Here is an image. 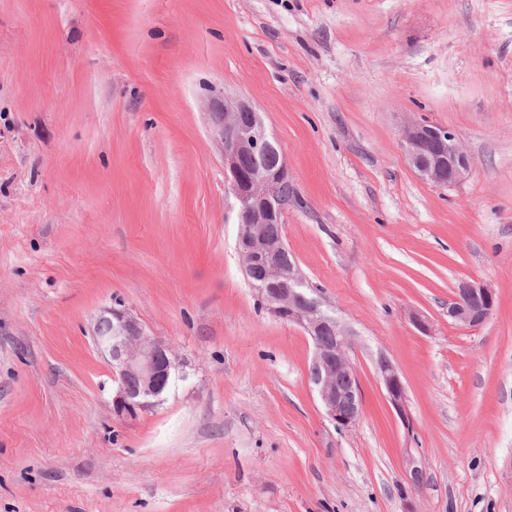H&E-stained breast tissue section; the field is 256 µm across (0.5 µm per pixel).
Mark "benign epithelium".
I'll return each mask as SVG.
<instances>
[{
	"label": "benign epithelium",
	"mask_w": 512,
	"mask_h": 512,
	"mask_svg": "<svg viewBox=\"0 0 512 512\" xmlns=\"http://www.w3.org/2000/svg\"><path fill=\"white\" fill-rule=\"evenodd\" d=\"M250 113V121L240 113ZM210 131L224 156L229 187L238 201V253L250 285L263 294L271 313L301 328L313 343L309 378L314 385L326 418L340 430L353 427L362 412L355 369L348 352L350 330L313 296L295 264H284L288 252L284 235L271 237L266 226L283 223L288 199L281 189L288 183V169L276 140L267 132L262 113L244 98H224L210 104ZM406 157L424 180L435 178L438 166L448 164V184L463 180L469 170L468 155L457 134L441 125L412 120L401 129ZM440 144L448 152L429 158L431 145ZM277 154L270 165L264 154ZM251 157L252 173L240 172L243 158ZM496 304L493 288L479 281L464 280L448 303V319L457 327L476 330L492 316ZM97 349L112 359L118 369V390L113 399L117 416L134 417L159 398L176 367L170 345L150 336L126 309H104L93 330ZM375 370L386 399L403 425L410 426L406 389L397 366L381 354Z\"/></svg>",
	"instance_id": "7a95c632"
}]
</instances>
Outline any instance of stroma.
Instances as JSON below:
<instances>
[{
    "mask_svg": "<svg viewBox=\"0 0 512 512\" xmlns=\"http://www.w3.org/2000/svg\"><path fill=\"white\" fill-rule=\"evenodd\" d=\"M226 97L263 112L288 250L352 332L351 429L239 262ZM407 119L456 132L462 182L415 173ZM463 280L496 293L476 330ZM118 303L176 356L132 418L92 337ZM0 512H512V0H0ZM496 304L493 288L479 281H461L448 303V319L457 327L476 330L492 316ZM375 370L386 399L404 426L410 427L411 419L406 405V389L397 366L381 354L375 361Z\"/></svg>",
    "mask_w": 512,
    "mask_h": 512,
    "instance_id": "1",
    "label": "stroma"
}]
</instances>
